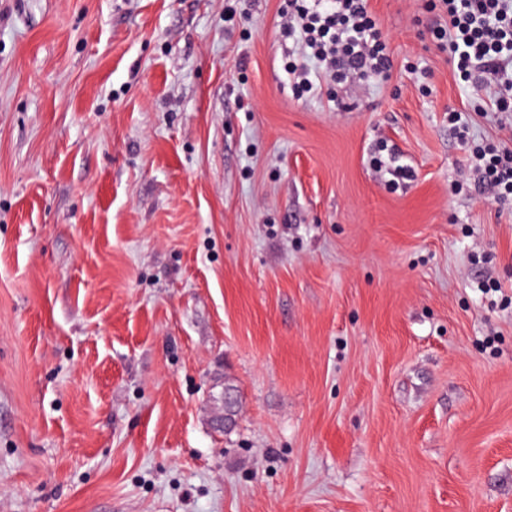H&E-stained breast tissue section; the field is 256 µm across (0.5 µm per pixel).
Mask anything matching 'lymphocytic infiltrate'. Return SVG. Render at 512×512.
Instances as JSON below:
<instances>
[{
    "instance_id": "lymphocytic-infiltrate-1",
    "label": "lymphocytic infiltrate",
    "mask_w": 512,
    "mask_h": 512,
    "mask_svg": "<svg viewBox=\"0 0 512 512\" xmlns=\"http://www.w3.org/2000/svg\"><path fill=\"white\" fill-rule=\"evenodd\" d=\"M447 18L432 29L460 79L485 91L497 111L512 112V0H433ZM284 37L300 40L304 60L286 70L297 95L308 92L309 63L328 80L345 73L386 75L391 68L388 44L367 0H285ZM474 177L467 189L477 195L512 197V147L473 148Z\"/></svg>"
}]
</instances>
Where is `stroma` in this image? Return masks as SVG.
<instances>
[{
	"label": "stroma",
	"mask_w": 512,
	"mask_h": 512,
	"mask_svg": "<svg viewBox=\"0 0 512 512\" xmlns=\"http://www.w3.org/2000/svg\"><path fill=\"white\" fill-rule=\"evenodd\" d=\"M427 5L298 100L282 0H0V512H512V125ZM473 184H466L469 192L490 194L493 198L512 197V147L509 145L476 146Z\"/></svg>",
	"instance_id": "1"
}]
</instances>
